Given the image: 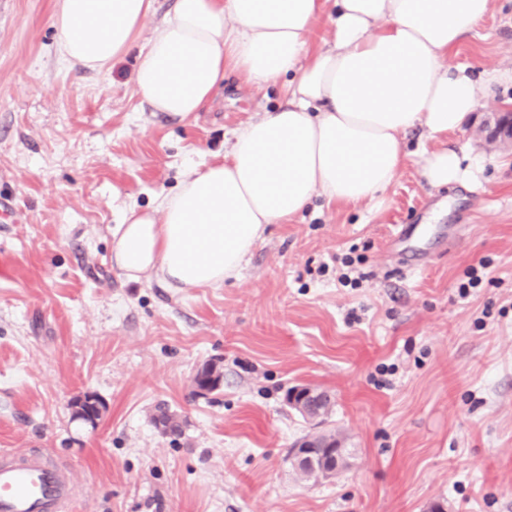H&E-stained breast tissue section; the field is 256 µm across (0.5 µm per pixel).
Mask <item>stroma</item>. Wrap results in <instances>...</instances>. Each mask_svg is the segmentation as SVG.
Segmentation results:
<instances>
[{"label": "stroma", "instance_id": "obj_1", "mask_svg": "<svg viewBox=\"0 0 512 512\" xmlns=\"http://www.w3.org/2000/svg\"><path fill=\"white\" fill-rule=\"evenodd\" d=\"M53 8L0 0V450L70 463L73 512H512V148L477 132L512 87L436 141L467 148L471 185L420 178L417 128L383 204L314 201L221 288L130 283L111 259L123 209L222 158L288 83L231 74L203 111L153 112L136 53L103 73L61 58ZM448 63L511 66L512 0H491ZM422 223L410 266L392 237ZM346 257L360 282L341 281ZM209 362L223 382L195 394ZM301 384L335 402L325 427L354 456L336 479L291 467L314 431L285 403ZM87 391L106 405L94 426L71 408ZM160 407L181 436L155 427Z\"/></svg>", "mask_w": 512, "mask_h": 512}]
</instances>
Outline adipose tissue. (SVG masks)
<instances>
[{"label": "adipose tissue", "instance_id": "obj_1", "mask_svg": "<svg viewBox=\"0 0 512 512\" xmlns=\"http://www.w3.org/2000/svg\"><path fill=\"white\" fill-rule=\"evenodd\" d=\"M491 0H176L132 73L155 112L187 116L226 73L257 86L289 78L286 106L240 127L222 160L188 168L153 206L129 207L112 232V262L130 281L220 288L238 278L268 225L327 203H383L405 160L402 137L461 129L512 68L474 80L448 56L489 12ZM153 0H55L52 24L71 65L113 68L132 48ZM328 49L313 53L320 19ZM466 151L423 149L430 186L473 181Z\"/></svg>", "mask_w": 512, "mask_h": 512}]
</instances>
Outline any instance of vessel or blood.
<instances>
[{"instance_id":"vessel-or-blood-1","label":"vessel or blood","mask_w":512,"mask_h":512,"mask_svg":"<svg viewBox=\"0 0 512 512\" xmlns=\"http://www.w3.org/2000/svg\"><path fill=\"white\" fill-rule=\"evenodd\" d=\"M71 468L36 452L0 451V512H72Z\"/></svg>"}]
</instances>
